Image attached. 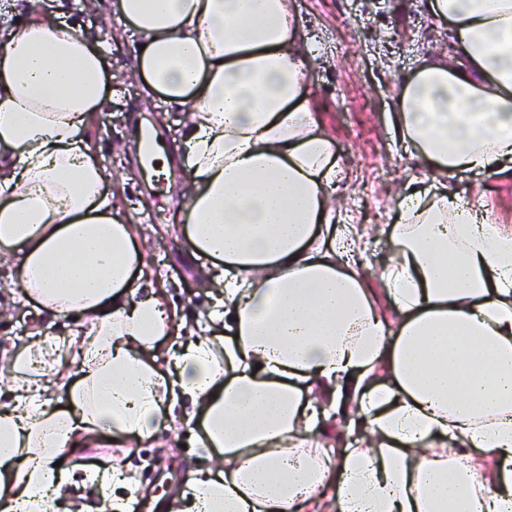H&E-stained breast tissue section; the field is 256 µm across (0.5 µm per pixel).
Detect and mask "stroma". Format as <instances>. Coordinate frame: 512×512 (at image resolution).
<instances>
[{"mask_svg": "<svg viewBox=\"0 0 512 512\" xmlns=\"http://www.w3.org/2000/svg\"><path fill=\"white\" fill-rule=\"evenodd\" d=\"M291 4L303 32L322 49L308 71V86L317 116L333 137L346 171L339 201L343 221L360 225L373 236L365 262L370 282L378 289L391 256L390 242L378 230L394 223L398 195L423 173L422 164L393 130L394 94L421 58L447 53L453 34L430 19L426 0H291ZM138 42L129 33L113 43L112 72L118 78L119 94L105 111L96 113L84 136L110 175L106 193L139 224L150 264L169 284L170 304L190 319L207 309L211 298L196 262L187 255L185 238L168 231L190 174L176 164L168 178L158 181L140 165L137 130L150 129L168 140L175 129L159 122L163 102L148 103L138 95L141 81L134 71ZM456 189L463 197L481 199L493 223L512 225L511 171L480 181L464 179ZM36 310L35 302L21 297L0 304V343H25ZM195 450L192 433L163 430L150 445L87 449L75 466L74 478L82 480L98 462L120 456L137 481L152 487L148 512H166L170 489L195 476Z\"/></svg>", "mask_w": 512, "mask_h": 512, "instance_id": "1", "label": "stroma"}]
</instances>
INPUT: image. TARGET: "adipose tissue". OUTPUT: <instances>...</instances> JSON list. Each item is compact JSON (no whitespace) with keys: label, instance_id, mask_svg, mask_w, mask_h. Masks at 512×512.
Returning a JSON list of instances; mask_svg holds the SVG:
<instances>
[{"label":"adipose tissue","instance_id":"adipose-tissue-1","mask_svg":"<svg viewBox=\"0 0 512 512\" xmlns=\"http://www.w3.org/2000/svg\"><path fill=\"white\" fill-rule=\"evenodd\" d=\"M453 32L394 95L428 166L397 202L382 292L341 224V161L290 0H116L146 96L185 111L178 211L212 293L177 324L139 228L83 137L112 99V43L13 0L0 17V259L79 337L0 350V512H47L97 445L152 442L183 406L198 468L168 512H512V226L454 178L512 170V0H427ZM174 352L162 358L161 348ZM66 396L65 406H54ZM364 438L328 445L331 415ZM86 495L127 512L124 463Z\"/></svg>","mask_w":512,"mask_h":512}]
</instances>
